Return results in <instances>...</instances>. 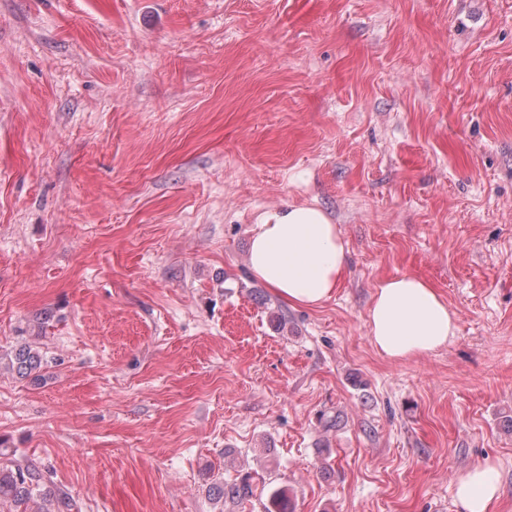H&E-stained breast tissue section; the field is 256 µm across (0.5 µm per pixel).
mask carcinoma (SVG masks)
Segmentation results:
<instances>
[{"label": "carcinoma", "instance_id": "cac0c4a2", "mask_svg": "<svg viewBox=\"0 0 512 512\" xmlns=\"http://www.w3.org/2000/svg\"><path fill=\"white\" fill-rule=\"evenodd\" d=\"M20 379L41 380V371L47 365L42 352L29 344L16 345L6 355L0 354V363ZM216 503H239L258 495L266 496L264 512H292L290 500L282 488L260 489L251 477L242 476L234 481H216L208 488ZM13 505L12 512H72V501L52 487L43 470L33 462L0 464V502Z\"/></svg>", "mask_w": 512, "mask_h": 512}]
</instances>
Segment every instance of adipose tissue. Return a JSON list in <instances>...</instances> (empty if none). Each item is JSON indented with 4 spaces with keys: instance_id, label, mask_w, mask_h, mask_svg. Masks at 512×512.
<instances>
[{
    "instance_id": "obj_1",
    "label": "adipose tissue",
    "mask_w": 512,
    "mask_h": 512,
    "mask_svg": "<svg viewBox=\"0 0 512 512\" xmlns=\"http://www.w3.org/2000/svg\"><path fill=\"white\" fill-rule=\"evenodd\" d=\"M346 253L337 226L321 208L288 203L258 217L248 266L288 305L314 308L341 286ZM367 322L375 348L394 361L434 351L448 344L457 330L454 314L432 283L408 275L377 285ZM498 491L496 471L488 463L472 465L456 478L462 512H491Z\"/></svg>"
}]
</instances>
